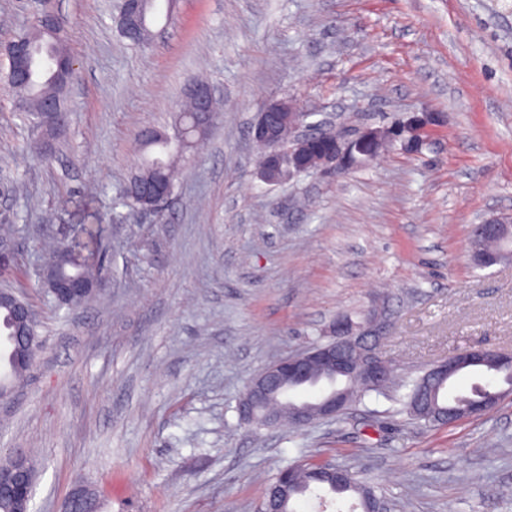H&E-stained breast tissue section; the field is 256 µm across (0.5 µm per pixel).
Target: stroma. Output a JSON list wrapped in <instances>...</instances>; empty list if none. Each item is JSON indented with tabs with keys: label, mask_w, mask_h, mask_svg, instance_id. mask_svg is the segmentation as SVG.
Here are the masks:
<instances>
[{
	"label": "stroma",
	"mask_w": 512,
	"mask_h": 512,
	"mask_svg": "<svg viewBox=\"0 0 512 512\" xmlns=\"http://www.w3.org/2000/svg\"><path fill=\"white\" fill-rule=\"evenodd\" d=\"M39 9L62 19L76 74L47 159L0 80V183L40 342L0 406V458L31 455L30 512H64L79 490L96 512H259L267 482L311 455L389 512H512V396L439 429L374 394L300 429L238 413L254 375L339 324L384 325L401 380L512 351V261L476 268L469 244L471 225L512 214V0H177L139 47L117 0H0V48ZM198 78L218 109L207 140L168 206L130 210L136 132L172 130ZM288 99L352 132L436 122L419 152L272 186L248 129ZM96 212L101 289L58 307L46 246Z\"/></svg>",
	"instance_id": "stroma-1"
}]
</instances>
